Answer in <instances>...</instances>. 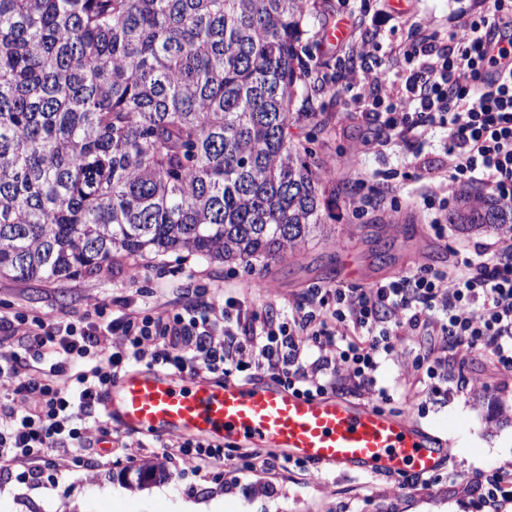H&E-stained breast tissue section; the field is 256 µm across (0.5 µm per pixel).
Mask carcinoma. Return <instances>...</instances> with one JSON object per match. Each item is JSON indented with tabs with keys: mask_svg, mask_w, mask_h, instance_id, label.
<instances>
[{
	"mask_svg": "<svg viewBox=\"0 0 512 512\" xmlns=\"http://www.w3.org/2000/svg\"><path fill=\"white\" fill-rule=\"evenodd\" d=\"M309 3L0 0V277L328 239ZM450 223L512 228V209L466 196Z\"/></svg>",
	"mask_w": 512,
	"mask_h": 512,
	"instance_id": "carcinoma-1",
	"label": "carcinoma"
}]
</instances>
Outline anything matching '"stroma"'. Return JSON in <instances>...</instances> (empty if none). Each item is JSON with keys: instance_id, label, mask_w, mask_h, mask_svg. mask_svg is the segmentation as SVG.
<instances>
[{"instance_id": "35a3bbf8", "label": "stroma", "mask_w": 512, "mask_h": 512, "mask_svg": "<svg viewBox=\"0 0 512 512\" xmlns=\"http://www.w3.org/2000/svg\"><path fill=\"white\" fill-rule=\"evenodd\" d=\"M478 2L316 0L312 5L304 42L330 79L314 99L330 120V131L316 149L330 167L331 181L351 189L329 199L324 211L336 228V243L313 242L299 255L266 268L170 253L126 259L114 263L111 272L91 278H0V310L65 312L80 319L93 314L99 303L127 299L137 306L176 311L229 293L246 298L256 310L274 312L313 285L368 288L415 264L444 267L461 248L493 244L499 233L489 228L452 224L442 237L430 229L434 212L417 195L422 179H403L406 167L398 148L383 144L378 124L362 116L343 79L350 65V42L370 39L382 45L390 69L383 92L400 91L403 45L421 30L446 32ZM383 10L391 13V20L374 25L373 17ZM348 11L363 17V24L348 30L345 41L329 43L328 27ZM391 190L400 194L397 207L377 206L362 213L350 205L352 198H377ZM375 378L378 386L406 396V409H413L421 386L411 355L398 351ZM448 378L447 395L428 399V413L420 421L446 442L449 453L447 475L431 486L411 490L398 478L340 468L318 470L308 478L262 469L238 477L232 461L218 470H201L193 459L155 447L147 436L143 447L113 452L104 467L77 468L68 453H55L54 468L61 475L55 485L0 480V512H181L182 503L189 501L200 512H464V502L476 495L472 478L477 472H512V372L479 357L450 362ZM146 466L162 468L163 478L141 487L131 483V476Z\"/></svg>"}]
</instances>
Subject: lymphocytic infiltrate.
Returning <instances> with one entry per match:
<instances>
[{
	"mask_svg": "<svg viewBox=\"0 0 512 512\" xmlns=\"http://www.w3.org/2000/svg\"><path fill=\"white\" fill-rule=\"evenodd\" d=\"M402 55L400 96H362L355 72L346 84L354 101L384 113L388 139L407 146L426 140L432 125L447 129L449 186H479L512 208V77H493L512 70V0H489L446 36L415 35ZM416 330L427 337L413 361L428 395L448 390V352L512 370L511 233L494 251H475L448 269L420 265L370 288H308L271 316L231 295L173 313L105 304L79 320L0 311V387L32 401L19 413L0 402L11 418L0 427V477L21 466L27 479L43 481L60 448L75 466L95 464L85 451L91 418L103 424L101 442L131 447L108 427L102 401L115 379L141 366L266 377L307 396L368 389L378 406L393 408L374 374L394 357L397 339ZM475 481L486 512H512L511 472H483Z\"/></svg>",
	"mask_w": 512,
	"mask_h": 512,
	"instance_id": "f902f5d3",
	"label": "lymphocytic infiltrate"
}]
</instances>
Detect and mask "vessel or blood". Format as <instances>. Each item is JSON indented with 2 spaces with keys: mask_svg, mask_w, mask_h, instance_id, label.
<instances>
[{
  "mask_svg": "<svg viewBox=\"0 0 512 512\" xmlns=\"http://www.w3.org/2000/svg\"><path fill=\"white\" fill-rule=\"evenodd\" d=\"M103 407L122 431L268 450L370 476H429L447 455L412 413L394 415L333 393L305 396L271 380L215 382L135 368L114 381Z\"/></svg>",
  "mask_w": 512,
  "mask_h": 512,
  "instance_id": "vessel-or-blood-1",
  "label": "vessel or blood"
}]
</instances>
